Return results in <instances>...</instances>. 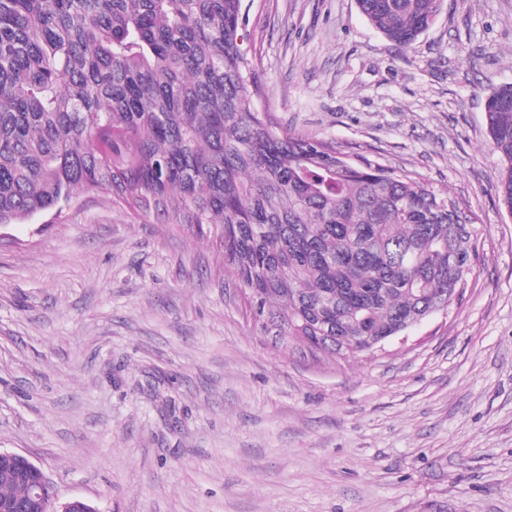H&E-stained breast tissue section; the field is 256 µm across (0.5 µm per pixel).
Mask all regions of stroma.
<instances>
[{"label": "stroma", "instance_id": "35a3bbf8", "mask_svg": "<svg viewBox=\"0 0 512 512\" xmlns=\"http://www.w3.org/2000/svg\"><path fill=\"white\" fill-rule=\"evenodd\" d=\"M259 108L450 191L461 299L338 358L264 333L220 247L79 196L0 240V450L99 512H512V215L486 100L512 0H443L402 48L356 0H243Z\"/></svg>", "mask_w": 512, "mask_h": 512}]
</instances>
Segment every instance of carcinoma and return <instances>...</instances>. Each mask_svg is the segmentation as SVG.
<instances>
[{
    "label": "carcinoma",
    "instance_id": "obj_1",
    "mask_svg": "<svg viewBox=\"0 0 512 512\" xmlns=\"http://www.w3.org/2000/svg\"><path fill=\"white\" fill-rule=\"evenodd\" d=\"M440 2L357 5L407 48ZM256 95L242 0H0V223L84 194L184 225L219 243L264 331L339 358L458 288L474 230L449 192L281 132ZM486 118L512 214V84ZM11 468L1 504L28 493Z\"/></svg>",
    "mask_w": 512,
    "mask_h": 512
}]
</instances>
